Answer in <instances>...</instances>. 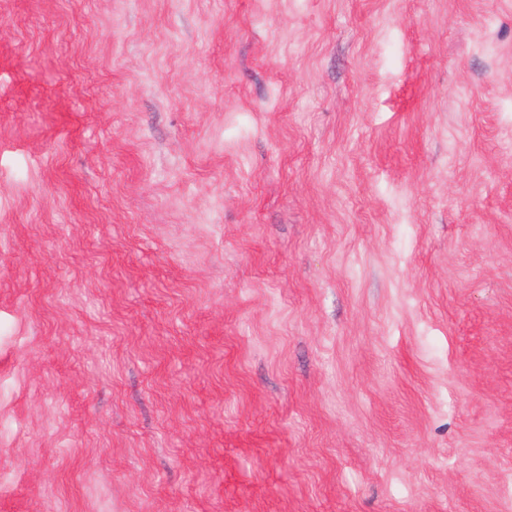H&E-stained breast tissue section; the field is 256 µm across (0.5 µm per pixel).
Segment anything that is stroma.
Listing matches in <instances>:
<instances>
[{
  "instance_id": "1",
  "label": "stroma",
  "mask_w": 512,
  "mask_h": 512,
  "mask_svg": "<svg viewBox=\"0 0 512 512\" xmlns=\"http://www.w3.org/2000/svg\"><path fill=\"white\" fill-rule=\"evenodd\" d=\"M0 512H512V0H0Z\"/></svg>"
}]
</instances>
